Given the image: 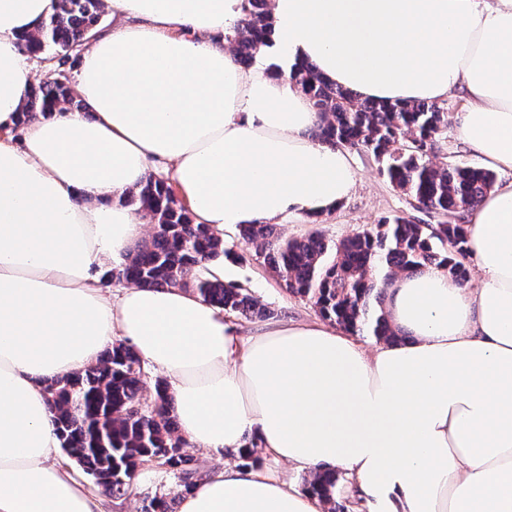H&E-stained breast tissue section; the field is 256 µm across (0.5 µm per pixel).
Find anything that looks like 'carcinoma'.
<instances>
[{"label": "carcinoma", "instance_id": "carcinoma-1", "mask_svg": "<svg viewBox=\"0 0 512 512\" xmlns=\"http://www.w3.org/2000/svg\"><path fill=\"white\" fill-rule=\"evenodd\" d=\"M59 8L41 31L25 39L27 51L50 62L34 88L18 126L60 105L84 110L73 101L64 65L76 62L80 48L98 28L101 0H58ZM269 0H245V15L233 35L226 36L236 61L249 65L269 44L272 34ZM290 80L311 100L319 122L312 136L335 147L370 152L380 173L394 189L441 219L420 224L408 217L382 220L334 246L312 233L289 238L273 224H249L240 234L255 247L292 294L313 302L321 316L344 330L369 332L379 340L403 339L382 310L386 291L397 274L437 266L460 284L469 281L464 213L495 185L485 168L433 161L448 115L435 102H373L330 84L307 64L294 66ZM122 202L154 224L149 240L130 250L127 261L112 267L106 282L139 287H180L193 291L227 315L267 317L240 284L212 278L205 263L234 256L217 233L196 224L172 185L152 175ZM143 367L132 346L117 341L82 371L47 385L49 411L62 448L82 470L97 480L106 495H129L142 467L154 465L174 488L143 499L141 512H178L180 497L202 479L182 438L167 385L157 383L153 400L141 396ZM335 472L305 479L313 493L333 498Z\"/></svg>", "mask_w": 512, "mask_h": 512}]
</instances>
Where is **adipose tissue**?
<instances>
[{"label": "adipose tissue", "mask_w": 512, "mask_h": 512, "mask_svg": "<svg viewBox=\"0 0 512 512\" xmlns=\"http://www.w3.org/2000/svg\"><path fill=\"white\" fill-rule=\"evenodd\" d=\"M111 27L79 57L90 114L19 124L35 86L23 38L57 0H0V512H100L55 461L46 385L115 339L163 373L190 447L341 471L353 512H512V180L467 214L477 285L431 267L395 279L401 342L373 349L320 321L242 334L177 287L99 286L144 233L122 197L150 164L173 171L195 223L217 231L321 220L357 180L348 152L291 82L307 63L369 101L458 97L459 136L512 171V0H271L266 59L225 35L244 0H106ZM21 140H14V129ZM274 470L225 464L179 512H324Z\"/></svg>", "instance_id": "ef3b65f1"}]
</instances>
